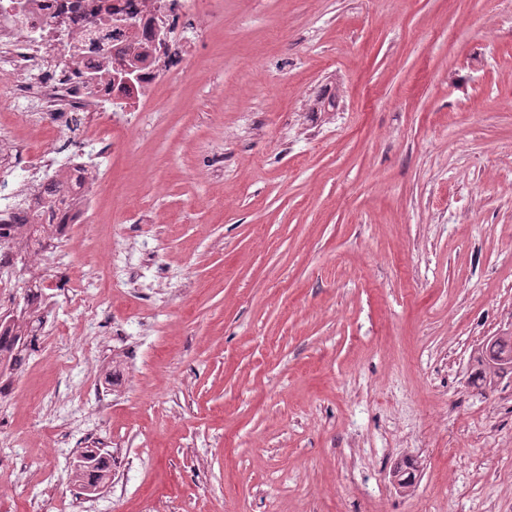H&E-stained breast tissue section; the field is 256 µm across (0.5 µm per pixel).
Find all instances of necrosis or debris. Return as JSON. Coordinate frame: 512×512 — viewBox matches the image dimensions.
Returning a JSON list of instances; mask_svg holds the SVG:
<instances>
[{"label": "necrosis or debris", "mask_w": 512, "mask_h": 512, "mask_svg": "<svg viewBox=\"0 0 512 512\" xmlns=\"http://www.w3.org/2000/svg\"><path fill=\"white\" fill-rule=\"evenodd\" d=\"M132 14L137 32L113 25L100 5ZM0 0V82L10 98L42 109V129L52 131L51 159L28 154L23 143L0 140V170H42L26 191L24 201L0 204V272L16 264L37 265L50 250L49 239L29 241L13 227L36 221L56 225L57 238L82 224L79 204L91 189L95 161L116 149L131 150L127 140L75 129L79 114L92 113L98 125L110 128L123 120V110L157 81L159 70L181 71L184 57L170 44H154L155 67L144 69L137 87L123 93L112 83L111 62L116 48L130 39L147 42L159 22L183 27L212 14L215 0ZM25 14L27 28L16 17Z\"/></svg>", "instance_id": "4bbe7bcc"}]
</instances>
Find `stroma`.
<instances>
[{
  "instance_id": "35a3bbf8",
  "label": "stroma",
  "mask_w": 512,
  "mask_h": 512,
  "mask_svg": "<svg viewBox=\"0 0 512 512\" xmlns=\"http://www.w3.org/2000/svg\"><path fill=\"white\" fill-rule=\"evenodd\" d=\"M168 37L68 254L138 266L70 285L122 336L83 357L44 262L0 512H77L98 440L92 512H512V378L472 382L512 330V0H222Z\"/></svg>"
}]
</instances>
